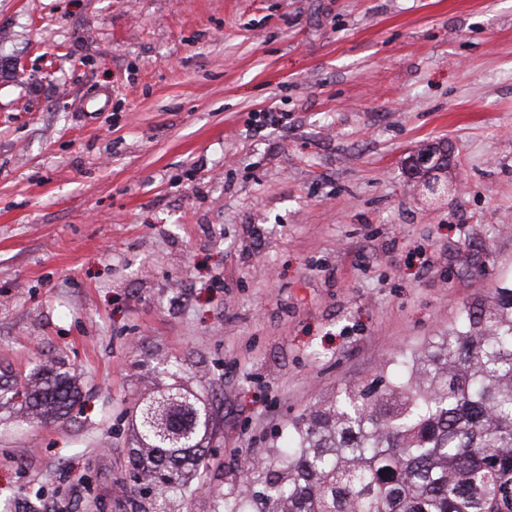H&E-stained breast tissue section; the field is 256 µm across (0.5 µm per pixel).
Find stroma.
<instances>
[{
	"label": "stroma",
	"mask_w": 512,
	"mask_h": 512,
	"mask_svg": "<svg viewBox=\"0 0 512 512\" xmlns=\"http://www.w3.org/2000/svg\"><path fill=\"white\" fill-rule=\"evenodd\" d=\"M448 156L429 195L415 151ZM512 272V0H0V512H152L135 405L241 462ZM33 377L25 387V401L18 404V412L45 421L63 418L78 397L75 375L40 365Z\"/></svg>",
	"instance_id": "stroma-1"
}]
</instances>
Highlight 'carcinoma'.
<instances>
[{
    "label": "carcinoma",
    "instance_id": "carcinoma-1",
    "mask_svg": "<svg viewBox=\"0 0 512 512\" xmlns=\"http://www.w3.org/2000/svg\"><path fill=\"white\" fill-rule=\"evenodd\" d=\"M18 412L45 421L76 402L75 376L41 365ZM210 425L178 448L140 429L128 463L153 512L198 485ZM213 512H512V273L465 306L448 331L347 382L251 471Z\"/></svg>",
    "mask_w": 512,
    "mask_h": 512
}]
</instances>
